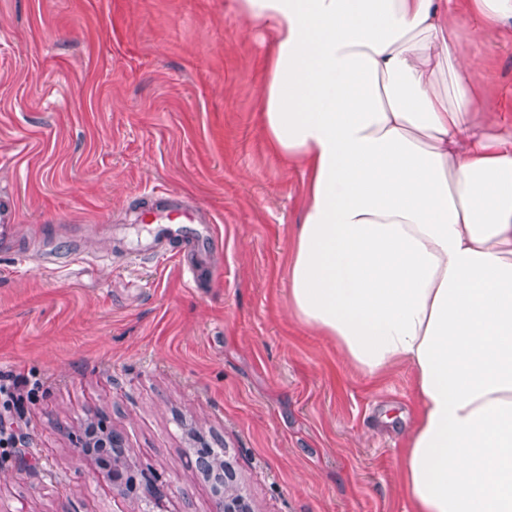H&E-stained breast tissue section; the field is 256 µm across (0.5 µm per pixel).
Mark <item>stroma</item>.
<instances>
[{
  "label": "stroma",
  "mask_w": 512,
  "mask_h": 512,
  "mask_svg": "<svg viewBox=\"0 0 512 512\" xmlns=\"http://www.w3.org/2000/svg\"><path fill=\"white\" fill-rule=\"evenodd\" d=\"M482 55L509 106L512 24ZM268 42L235 0H0V375L37 388L0 415V512H141L100 476L73 426L122 433L164 512H212L192 431L226 449L252 512H411L402 430L414 377H363L288 310L291 240L308 184L258 124ZM171 190L204 207L212 247L191 285L179 245L128 259L140 202Z\"/></svg>",
  "instance_id": "obj_1"
}]
</instances>
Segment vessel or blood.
<instances>
[{"mask_svg": "<svg viewBox=\"0 0 512 512\" xmlns=\"http://www.w3.org/2000/svg\"><path fill=\"white\" fill-rule=\"evenodd\" d=\"M139 221L148 230L137 256L165 255L167 246L174 242L202 255L210 245L209 235L197 230L198 225L207 223L206 213L179 194L172 192L151 201L149 210L140 214Z\"/></svg>", "mask_w": 512, "mask_h": 512, "instance_id": "b4317fda", "label": "vessel or blood"}]
</instances>
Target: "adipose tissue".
<instances>
[{"label": "adipose tissue", "instance_id": "1", "mask_svg": "<svg viewBox=\"0 0 512 512\" xmlns=\"http://www.w3.org/2000/svg\"><path fill=\"white\" fill-rule=\"evenodd\" d=\"M236 2L272 37L266 145L309 174L290 312L365 377L412 371L413 512H512V127L458 48L512 0Z\"/></svg>", "mask_w": 512, "mask_h": 512}]
</instances>
